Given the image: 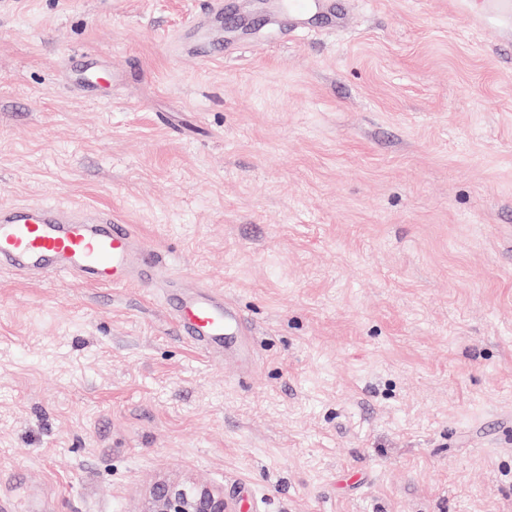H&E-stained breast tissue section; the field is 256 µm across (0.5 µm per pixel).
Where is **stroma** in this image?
Segmentation results:
<instances>
[{
    "label": "stroma",
    "instance_id": "obj_1",
    "mask_svg": "<svg viewBox=\"0 0 512 512\" xmlns=\"http://www.w3.org/2000/svg\"><path fill=\"white\" fill-rule=\"evenodd\" d=\"M205 2L0 0V206L124 218L255 342L208 359L156 286L0 269V501L512 512V19L337 0L290 33L240 0L204 60L172 44ZM101 66V58L96 53H85L69 60V65L65 62V70L68 77V85L71 91L76 94L93 99L95 97V85L89 77L85 75L88 70L95 69ZM70 69L80 68L84 71L80 74H70ZM137 512H234L224 493L202 483L165 480L154 484Z\"/></svg>",
    "mask_w": 512,
    "mask_h": 512
}]
</instances>
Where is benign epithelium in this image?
I'll return each mask as SVG.
<instances>
[{
  "label": "benign epithelium",
  "mask_w": 512,
  "mask_h": 512,
  "mask_svg": "<svg viewBox=\"0 0 512 512\" xmlns=\"http://www.w3.org/2000/svg\"><path fill=\"white\" fill-rule=\"evenodd\" d=\"M138 512H232L224 493L202 483L165 480L154 484Z\"/></svg>",
  "instance_id": "1"
}]
</instances>
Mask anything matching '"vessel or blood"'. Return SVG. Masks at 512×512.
<instances>
[{"mask_svg":"<svg viewBox=\"0 0 512 512\" xmlns=\"http://www.w3.org/2000/svg\"><path fill=\"white\" fill-rule=\"evenodd\" d=\"M228 7L227 0H208L202 22L207 33L193 42L199 56L210 55L212 43L221 41ZM271 10L276 19L289 18L302 27L315 17L323 18L331 30L343 22L334 0H273ZM100 65V56L91 52L71 58L70 90L94 98L95 85L87 72ZM1 266L72 276L115 288L135 280L150 284L156 278L147 246L123 220L109 215L90 220L76 209L48 205L0 207ZM163 301L176 333L206 356L232 354L250 360L248 328L222 292L197 285L190 291H166Z\"/></svg>","mask_w":512,"mask_h":512,"instance_id":"1","label":"vessel or blood"}]
</instances>
